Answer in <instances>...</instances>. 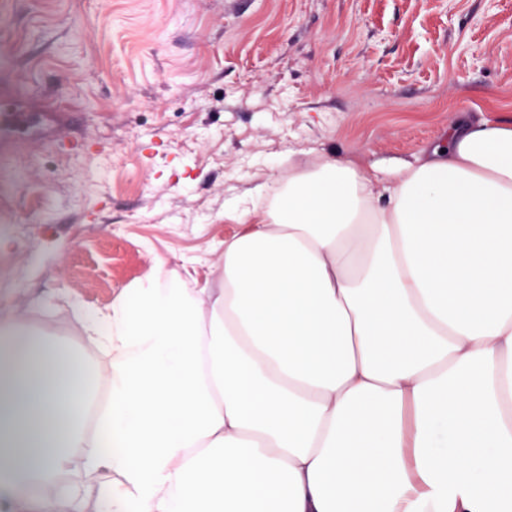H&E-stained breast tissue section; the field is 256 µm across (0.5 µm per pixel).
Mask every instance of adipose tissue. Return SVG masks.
<instances>
[{"label": "adipose tissue", "instance_id": "obj_1", "mask_svg": "<svg viewBox=\"0 0 512 512\" xmlns=\"http://www.w3.org/2000/svg\"><path fill=\"white\" fill-rule=\"evenodd\" d=\"M156 266L80 347L0 317V507L512 512V124L289 164L209 278Z\"/></svg>", "mask_w": 512, "mask_h": 512}]
</instances>
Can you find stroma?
Here are the masks:
<instances>
[{
	"label": "stroma",
	"instance_id": "35a3bbf8",
	"mask_svg": "<svg viewBox=\"0 0 512 512\" xmlns=\"http://www.w3.org/2000/svg\"><path fill=\"white\" fill-rule=\"evenodd\" d=\"M512 123V0H0V296L81 342L157 260L205 279L289 159L381 178Z\"/></svg>",
	"mask_w": 512,
	"mask_h": 512
}]
</instances>
